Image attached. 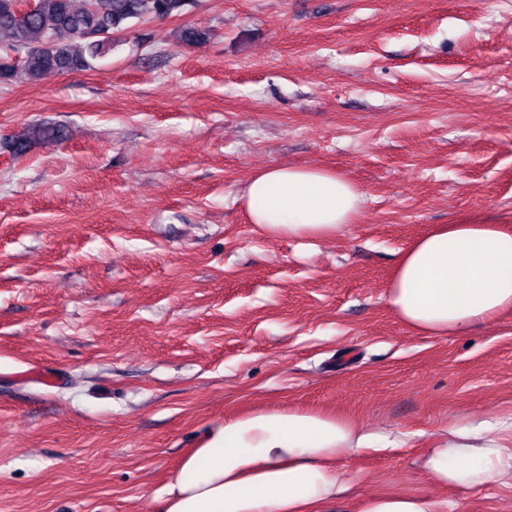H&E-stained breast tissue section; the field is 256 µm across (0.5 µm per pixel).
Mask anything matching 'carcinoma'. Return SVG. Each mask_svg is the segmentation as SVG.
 Returning a JSON list of instances; mask_svg holds the SVG:
<instances>
[{
  "label": "carcinoma",
  "instance_id": "cac0c4a2",
  "mask_svg": "<svg viewBox=\"0 0 512 512\" xmlns=\"http://www.w3.org/2000/svg\"><path fill=\"white\" fill-rule=\"evenodd\" d=\"M16 0H0V84L23 78L36 82L49 73L69 74L90 69L92 61L112 52V34L132 20L147 16L166 19L188 10L192 0H35V8L18 14ZM177 38L187 44L207 40L208 32L184 26ZM55 127L37 126L13 142L25 152L33 139L53 142Z\"/></svg>",
  "mask_w": 512,
  "mask_h": 512
}]
</instances>
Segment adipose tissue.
<instances>
[{
    "label": "adipose tissue",
    "instance_id": "adipose-tissue-1",
    "mask_svg": "<svg viewBox=\"0 0 512 512\" xmlns=\"http://www.w3.org/2000/svg\"><path fill=\"white\" fill-rule=\"evenodd\" d=\"M243 200L268 236L324 239L352 224L363 201L345 177L317 166L273 165L250 179ZM387 302L409 329L443 335L512 309V233L498 224H454L403 251ZM374 435L319 412L276 409L225 422L173 473L161 512H323L349 477L335 462L372 447ZM445 489L494 478L512 485V444L482 425L453 423L423 458Z\"/></svg>",
    "mask_w": 512,
    "mask_h": 512
}]
</instances>
